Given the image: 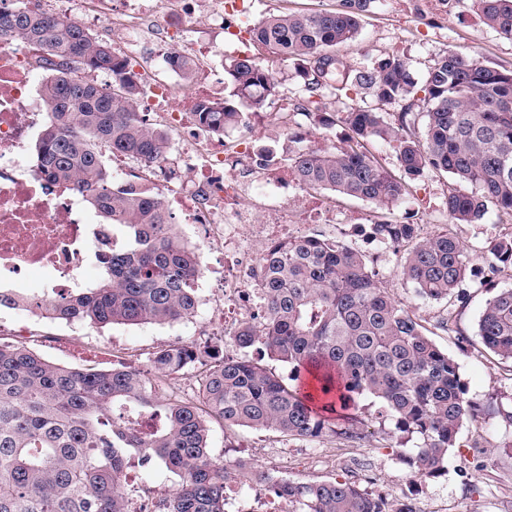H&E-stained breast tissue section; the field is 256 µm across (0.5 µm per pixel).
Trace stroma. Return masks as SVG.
I'll list each match as a JSON object with an SVG mask.
<instances>
[{"instance_id":"35a3bbf8","label":"stroma","mask_w":512,"mask_h":512,"mask_svg":"<svg viewBox=\"0 0 512 512\" xmlns=\"http://www.w3.org/2000/svg\"><path fill=\"white\" fill-rule=\"evenodd\" d=\"M341 0H250L246 20L236 21V28L254 23L272 13H311L333 11ZM476 52L484 63L503 71H512V40L486 26L474 0H444L439 14L426 18L423 0H371L360 16V32L354 46L337 47L352 68L369 66L374 60L398 56L406 60L415 83H424L430 68L448 49ZM264 64L280 82L278 96L267 100L264 108L248 115L241 130L252 133L256 144L276 150L287 147L288 134L279 121V105L288 97L302 102L303 93L292 68L272 55H264ZM453 181L444 174L427 170L414 181L412 197L393 208L391 217L401 223L419 225L421 231L450 228L471 254L466 282L460 300L434 301L421 298L402 276L406 249L389 252L377 261V246L371 241L376 216L373 204L327 193L328 204L336 214L333 224L320 223L311 201L314 192L291 196L299 210L305 234H321L340 240L356 249L366 261L376 262L381 279L393 297L413 312L416 320L429 331L430 338L460 368L469 400L485 404L497 402L512 406V363L488 351L477 334L479 316L495 289L512 285V276H501L492 286L480 287L489 257L488 243L512 235V219L502 216L496 206H488L480 222L449 224L443 209L444 197ZM203 275L198 281L200 303L196 315L172 325L138 326L115 324L96 328L78 327L37 316L21 309H0V320L25 322L31 330L23 341L50 361L68 367L103 369L124 361L148 369L154 352L175 341H200L221 336L219 327L209 323V312L222 292L215 288V271L224 265V253L215 244L192 239ZM451 317L453 332L437 327L438 321ZM380 403L366 396L360 399L358 416L376 436L356 447L339 438L325 437L306 441L285 439L272 431L213 423L211 455L226 463L242 455L257 469L271 465L270 449L289 445L308 455L309 461L289 469L291 480H339L355 483L372 496L395 503H410L416 512H512V454L502 444L512 438L495 418L466 421L442 474L435 478L418 475L409 465L408 449H393L390 436L393 422L376 417Z\"/></svg>"}]
</instances>
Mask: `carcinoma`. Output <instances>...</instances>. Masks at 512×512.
Segmentation results:
<instances>
[{
    "label": "carcinoma",
    "mask_w": 512,
    "mask_h": 512,
    "mask_svg": "<svg viewBox=\"0 0 512 512\" xmlns=\"http://www.w3.org/2000/svg\"><path fill=\"white\" fill-rule=\"evenodd\" d=\"M0 8V40H22L57 60L43 83L51 121L35 146L40 173L69 181L85 194L103 223L121 228L123 244L105 257L96 282L55 299L21 300L0 288V307L23 301L36 315L97 326L174 324L197 312L201 275L196 253L177 231L164 201L114 182L101 147L157 165L170 136L144 124L136 111L142 89L128 59L68 20L24 8ZM370 0H343L342 8L310 14H270L247 28L249 40L293 69L309 95L334 82L379 102H407L397 123L352 107L340 121L341 147L303 145L288 136L291 178L309 190L367 200L380 210L405 202L411 179L424 170L452 177L460 188L445 196L448 222L480 221L492 202L512 217V71L448 50L411 97L414 83L401 58H381L356 70L332 49L356 44L359 16ZM483 22L512 39V0H476ZM171 68L188 79L194 64L175 52ZM104 73L112 87L78 78ZM231 90L222 101L196 108L199 126L223 132L260 111L278 92L268 68L247 54L226 66ZM422 105L423 127L413 108ZM397 144L407 178L386 171L366 143ZM472 190H467V187ZM389 248L409 249L402 275L429 300H450L467 278L470 254L454 236L418 237V225L381 220L372 225ZM489 272L512 270V236L490 242ZM265 296L260 320L242 323L227 354L212 339L174 342L153 354L151 370L177 375L200 366L191 396L154 392L148 372L135 366L67 368L25 346L0 342V512H126L124 472L131 458L163 464L179 477L164 512H224L225 465L211 458L210 425L219 421L287 437L368 438L354 410L358 398L380 400L394 421L397 447L410 442L415 472L440 475L467 418L499 416L512 428V410L483 408L465 397L458 364L396 302L379 271L347 244L316 236L279 242L263 252ZM477 336L512 361V287L501 288L479 316ZM257 351V356L249 354ZM292 367L290 384L262 364ZM293 512H414L396 509L338 480L282 482Z\"/></svg>",
    "instance_id": "1"
}]
</instances>
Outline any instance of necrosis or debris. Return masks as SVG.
<instances>
[{
	"mask_svg": "<svg viewBox=\"0 0 512 512\" xmlns=\"http://www.w3.org/2000/svg\"><path fill=\"white\" fill-rule=\"evenodd\" d=\"M27 7L83 26L109 27L128 56L140 54L148 30L158 43L195 62L192 83H158L139 100L145 121L174 132L179 148L163 167L143 168L127 187L160 195L183 213L198 238L223 250L224 302L211 320L223 329L225 342H232L243 315L264 308L263 247L287 239L296 224L288 181L273 180L269 190L245 197L254 179V137L239 135L228 153L223 134L202 129L195 119L214 66L190 31L200 20L223 29L225 13L244 12L245 0H27ZM30 58L25 42H0V274L24 288L32 271H46L56 292L65 294L82 282L89 254L112 246V227L92 224L77 189L49 180L31 161L29 142L48 115L35 96ZM278 482L266 473L264 495L245 505L236 480H229L224 503L234 512H290L287 497L275 491Z\"/></svg>",
	"mask_w": 512,
	"mask_h": 512,
	"instance_id": "4bbe7bcc",
	"label": "necrosis or debris"
}]
</instances>
